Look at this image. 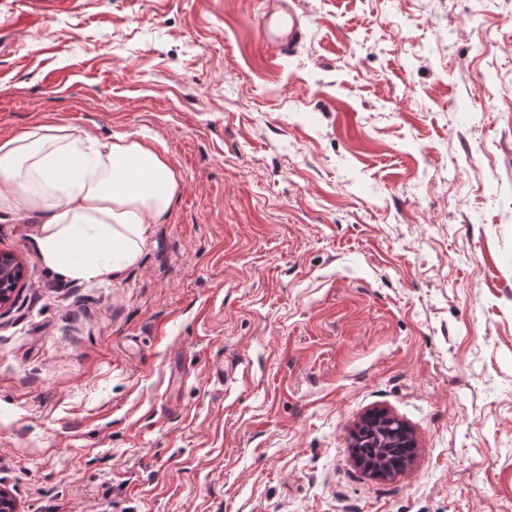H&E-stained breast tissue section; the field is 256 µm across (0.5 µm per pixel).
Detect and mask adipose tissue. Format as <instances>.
I'll list each match as a JSON object with an SVG mask.
<instances>
[{
    "instance_id": "adipose-tissue-1",
    "label": "adipose tissue",
    "mask_w": 512,
    "mask_h": 512,
    "mask_svg": "<svg viewBox=\"0 0 512 512\" xmlns=\"http://www.w3.org/2000/svg\"><path fill=\"white\" fill-rule=\"evenodd\" d=\"M178 192L156 142L53 125L0 140V207L39 213L40 257L69 279L102 281L135 265Z\"/></svg>"
}]
</instances>
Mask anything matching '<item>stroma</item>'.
Returning <instances> with one entry per match:
<instances>
[{
	"mask_svg": "<svg viewBox=\"0 0 512 512\" xmlns=\"http://www.w3.org/2000/svg\"><path fill=\"white\" fill-rule=\"evenodd\" d=\"M0 0V139L162 140L140 261L24 268L0 309L18 512H512V0ZM493 97L482 113L476 103ZM385 411L415 455L353 457ZM279 5L283 14L279 17L277 24L272 21V9L266 8L263 11L262 40L267 56L272 59L291 55L303 38L301 20L295 10L287 3ZM276 26L288 27V34H278Z\"/></svg>",
	"mask_w": 512,
	"mask_h": 512,
	"instance_id": "obj_1",
	"label": "stroma"
}]
</instances>
